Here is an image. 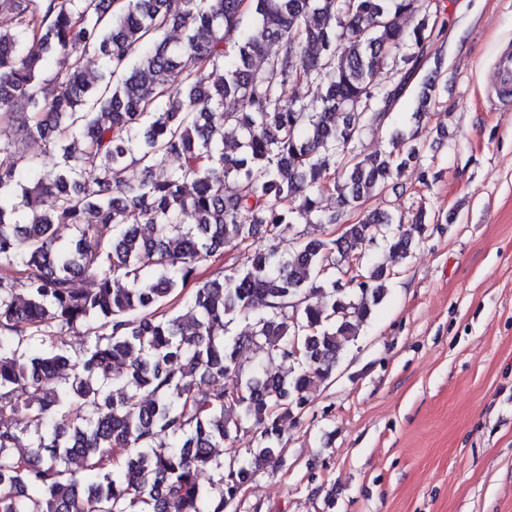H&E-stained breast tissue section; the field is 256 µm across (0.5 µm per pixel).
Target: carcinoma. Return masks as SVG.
I'll list each match as a JSON object with an SVG mask.
<instances>
[{
  "mask_svg": "<svg viewBox=\"0 0 512 512\" xmlns=\"http://www.w3.org/2000/svg\"><path fill=\"white\" fill-rule=\"evenodd\" d=\"M440 12L434 0H0V121L28 112L23 155L0 141V512H225L252 469L278 461L281 421L387 296L390 270L359 265V251L381 239L407 255L434 223L420 209L400 230L374 209L327 232L420 163L416 130L382 153L359 144L421 69ZM88 51L105 62L92 79ZM389 63L400 78L382 85ZM439 83L437 70L422 81L416 118ZM284 224L319 232L281 251ZM260 234L272 245L255 248ZM228 247L238 264L201 278ZM238 318L249 331L227 337ZM80 331L75 356L45 347ZM252 345L280 370L243 375ZM20 417L28 454L14 452ZM246 424L261 442L212 499L198 474ZM112 448L132 452L118 464Z\"/></svg>",
  "mask_w": 512,
  "mask_h": 512,
  "instance_id": "obj_1",
  "label": "carcinoma"
}]
</instances>
